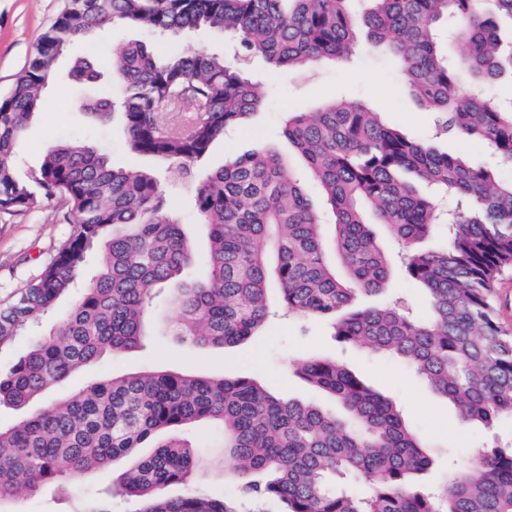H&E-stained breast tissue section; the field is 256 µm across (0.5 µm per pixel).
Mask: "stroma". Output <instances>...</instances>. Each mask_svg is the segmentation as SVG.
<instances>
[{
  "label": "stroma",
  "instance_id": "obj_1",
  "mask_svg": "<svg viewBox=\"0 0 512 512\" xmlns=\"http://www.w3.org/2000/svg\"><path fill=\"white\" fill-rule=\"evenodd\" d=\"M66 6L67 0H0V96L8 92L16 74L29 61L39 35ZM130 42L145 43L160 56L186 46L220 49L231 64L241 67L249 78L265 86L263 105L244 124L230 131L223 142L213 146L200 164L204 170L222 166L225 158L234 154L267 147L287 152L288 143L280 134L287 113L314 112L324 101L336 97L363 101L371 109L381 112L386 123L403 129L410 138L436 142L440 149L474 163L490 160L480 141L457 135L436 137L435 113L425 110L409 94L402 74L384 51L364 48L346 64L326 62L288 72L270 68L260 57L236 53L231 42L220 34L200 33L186 40L159 38L140 28L117 24L111 35L81 41L60 59L56 77L46 91L43 109L34 113L25 127L18 148L16 174L19 179L32 182L48 145L68 138L96 143L117 168H159V161L136 158L126 151L125 130L119 120L96 122L72 107L74 101L91 93L89 87L69 81L67 74L73 59L85 57L92 60L106 77L112 71L114 48ZM180 182L179 172L169 169L165 187L173 195L174 215L196 248L201 250L206 245V228L188 194L181 192ZM70 220L67 210L56 202L30 210L0 211V305L9 303L20 289L39 275L43 262L70 234ZM384 243L389 259L395 265L388 289L380 298L361 296L360 304L371 306L383 298L396 299L414 315L427 317L430 309L424 290L411 283L397 266L399 245L389 236L385 237ZM272 310L261 336L225 349L161 335L157 323L168 317L169 312L160 310L153 316L154 324L148 329L150 337L144 347L118 357H102L53 389L50 395L34 399L30 407L38 409L50 398L76 392L98 378L146 370H173L230 378L249 377L279 398L312 402L333 411L337 408L336 403L309 388L291 369L295 358L319 356L340 360L374 389L396 402L407 426L428 445L433 457V466L423 479L427 488L437 487L449 465L463 464L472 448L483 445L492 434H499L505 441L512 439L511 419L500 420L492 432L475 424L460 426L451 402L436 394L400 362L336 342L328 322L288 314L277 303L273 304ZM215 436L214 427L205 421L197 423L188 433L202 459L194 484L220 498L230 492L235 475L232 460H225L220 470L208 465Z\"/></svg>",
  "mask_w": 512,
  "mask_h": 512
}]
</instances>
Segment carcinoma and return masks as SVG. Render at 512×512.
<instances>
[{
    "instance_id": "1",
    "label": "carcinoma",
    "mask_w": 512,
    "mask_h": 512,
    "mask_svg": "<svg viewBox=\"0 0 512 512\" xmlns=\"http://www.w3.org/2000/svg\"><path fill=\"white\" fill-rule=\"evenodd\" d=\"M116 22L159 36L219 30L239 50L276 68L343 61L358 48L387 50L412 95L444 131L485 143L494 162L471 165L385 123L360 101L331 100L316 112H290L283 137L313 180L310 192L274 150L231 158L215 170L198 162L263 103L261 86L224 54L188 49L157 59L147 45L113 52L118 100L77 101L100 122L119 116L126 148L174 165L190 179L208 246L199 253L166 209L154 173L117 169L91 144L49 146L35 180L19 181L14 157L39 111L62 53ZM512 0H69L41 35L27 65L0 96V210L58 200L76 230L39 276L0 308V352L19 337L29 351L0 373V404L35 396L105 355L147 336L155 292L176 282L174 316L164 331L178 340L233 347L258 335L275 280L288 312L329 319L335 338L360 343L410 367L451 401L464 425L491 429L512 417V336L494 304L512 268V103L483 88L512 72ZM77 81H93L94 62L78 59ZM455 209L441 223L435 199ZM405 248L404 274L427 292L421 320L398 302L353 308L382 293L390 259L372 226ZM444 237V246L416 244ZM100 261L59 323L33 334L70 293L94 255ZM297 374L333 396L340 418L318 406L282 400L249 378L144 371L95 381L0 429V505L51 487L61 494L88 473L131 457L112 486L92 490L79 512H512V442L478 448L453 466L435 495L417 488L431 458L394 403L334 360L306 357ZM220 429L211 463H235L236 494L214 498L190 487L198 456L189 427ZM151 452L136 456L139 449ZM184 486L179 497L167 496Z\"/></svg>"
}]
</instances>
